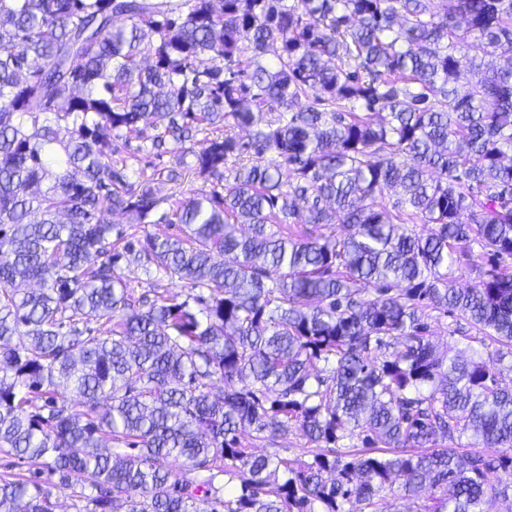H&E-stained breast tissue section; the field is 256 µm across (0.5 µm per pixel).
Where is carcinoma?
Here are the masks:
<instances>
[{
	"mask_svg": "<svg viewBox=\"0 0 512 512\" xmlns=\"http://www.w3.org/2000/svg\"><path fill=\"white\" fill-rule=\"evenodd\" d=\"M171 151L210 189L164 209ZM104 211L180 225L142 252L184 300ZM507 257L512 0H0V512H492L512 388L426 319L512 358ZM121 271L124 273V278L127 280V283L132 288H135L138 293L145 292L151 288H158L156 286L157 284L161 289H167L170 295L177 296L180 301L183 300L188 293V289L182 288L181 283L177 281L171 283V281L166 278L162 281H156L154 274L149 275L146 273L141 263L134 259V255L128 256L127 260L122 261ZM428 322L431 326L429 339L439 350L443 351L448 348L449 355L461 350L468 356L472 354L473 349L491 367L500 368L502 366L498 361V346L488 338L483 343L477 338L471 339L470 337L475 336L481 338L482 335H479L475 329H470L463 320L457 322L453 317L440 316V318L436 320L433 318ZM305 440L299 436V432L293 426L288 430L281 431L276 438V444L267 447H259L261 453H278L281 457L296 458L301 457L304 449ZM384 493L383 501H381V508L383 512H423L420 511L421 499L410 498L400 499L398 492Z\"/></svg>",
	"mask_w": 512,
	"mask_h": 512,
	"instance_id": "carcinoma-1",
	"label": "carcinoma"
}]
</instances>
